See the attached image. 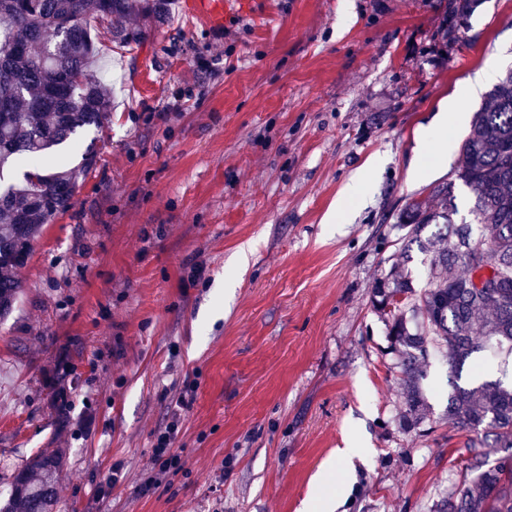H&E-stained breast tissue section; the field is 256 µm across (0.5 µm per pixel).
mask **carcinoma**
I'll use <instances>...</instances> for the list:
<instances>
[{
  "label": "carcinoma",
  "mask_w": 512,
  "mask_h": 512,
  "mask_svg": "<svg viewBox=\"0 0 512 512\" xmlns=\"http://www.w3.org/2000/svg\"><path fill=\"white\" fill-rule=\"evenodd\" d=\"M445 44L465 40L468 20L485 0H441ZM174 0H0V172L26 164L21 185L0 184V320L21 292L16 269L30 256L44 225L72 207L76 180L97 162L86 149L82 162L45 173V155L78 130L100 127L112 96L88 77L97 61L96 40L133 50L148 31L170 19ZM79 77L75 83L72 78ZM459 151L457 179L474 196L473 221L456 223L452 184L431 191L432 200L405 205L397 223L406 229L402 255L426 256L428 287L392 269L374 288V302L391 317L389 338L400 358V385L407 400L403 425L423 423L425 402L418 380L429 348L445 354L455 373L479 370L480 354L512 355V68L493 85ZM435 228L427 233L429 228ZM448 423L465 433L473 477L451 493L438 512H512V458L493 465L482 448H512V384L498 379L476 387L454 384ZM64 465L59 449L34 454L13 476L11 497L0 512H53Z\"/></svg>",
  "instance_id": "obj_1"
}]
</instances>
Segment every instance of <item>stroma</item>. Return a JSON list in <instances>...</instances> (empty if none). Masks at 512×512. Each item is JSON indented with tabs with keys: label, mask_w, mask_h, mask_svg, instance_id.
<instances>
[{
	"label": "stroma",
	"mask_w": 512,
	"mask_h": 512,
	"mask_svg": "<svg viewBox=\"0 0 512 512\" xmlns=\"http://www.w3.org/2000/svg\"><path fill=\"white\" fill-rule=\"evenodd\" d=\"M442 16L437 0H241L212 25L176 0L138 49L101 39L91 72L112 110L61 151L71 166L92 144L98 162L0 323V500L44 448L66 453L57 512H303L321 496L432 512L462 483L447 360L427 359V419L405 431L372 304L402 263L407 202L450 183L469 217L457 147L512 66V0H485L451 46ZM479 72L467 122L437 127ZM358 174L363 193L343 196ZM188 381L181 465L145 488ZM355 440V478L328 473Z\"/></svg>",
	"instance_id": "stroma-1"
}]
</instances>
